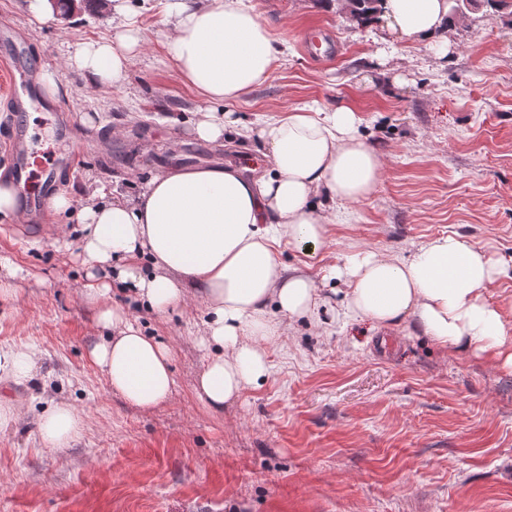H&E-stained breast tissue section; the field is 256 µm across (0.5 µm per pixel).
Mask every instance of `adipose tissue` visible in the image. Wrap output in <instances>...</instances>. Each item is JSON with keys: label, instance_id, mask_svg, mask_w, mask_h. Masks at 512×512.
<instances>
[{"label": "adipose tissue", "instance_id": "ef3b65f1", "mask_svg": "<svg viewBox=\"0 0 512 512\" xmlns=\"http://www.w3.org/2000/svg\"><path fill=\"white\" fill-rule=\"evenodd\" d=\"M164 25L175 79L204 103L192 132L207 143L258 137L269 168L258 175L224 166L169 169L143 180L134 194L102 186L84 201L59 192L50 209L75 223L57 225L53 241L62 250L78 248L85 271L80 295L94 307L101 332L88 356L110 389L148 410L175 384L171 341L146 334L128 308L113 302L117 281L151 314L194 300L205 307L196 340L207 363L194 390L220 410L267 377V338L287 322L313 317L324 302L319 281L281 262L278 247L326 249L332 218L317 194L342 204L368 199L382 161L349 108L296 107L254 129L221 111L265 83L279 54L251 0H171ZM378 25L425 42L436 55L448 52V0H384ZM142 45L137 14L129 10L114 37L84 43L65 66L105 97L126 84ZM500 274L484 248L441 234L407 257L353 254L327 276L348 285L345 317L379 329L411 323L441 348L473 350L512 369V326L484 297ZM36 359L31 348L0 345V383L27 380ZM83 426L67 401H52L39 441L66 447Z\"/></svg>", "mask_w": 512, "mask_h": 512}]
</instances>
